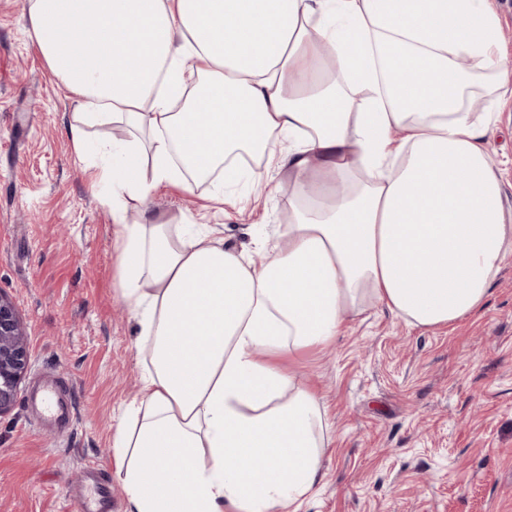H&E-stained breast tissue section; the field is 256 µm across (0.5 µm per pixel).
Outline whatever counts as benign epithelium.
Instances as JSON below:
<instances>
[{"label": "benign epithelium", "mask_w": 512, "mask_h": 512, "mask_svg": "<svg viewBox=\"0 0 512 512\" xmlns=\"http://www.w3.org/2000/svg\"><path fill=\"white\" fill-rule=\"evenodd\" d=\"M27 364L25 328L13 302L0 293V415L13 408Z\"/></svg>", "instance_id": "1"}]
</instances>
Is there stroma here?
Segmentation results:
<instances>
[{"label": "stroma", "mask_w": 512, "mask_h": 512, "mask_svg": "<svg viewBox=\"0 0 512 512\" xmlns=\"http://www.w3.org/2000/svg\"><path fill=\"white\" fill-rule=\"evenodd\" d=\"M27 0H0V292L26 327L29 363L0 416V512H65L66 490L96 494L102 469L112 512H130L112 436L137 394L138 322L116 287L118 230L107 190L72 146L75 105L29 36ZM490 147L512 206V103ZM234 201L212 183L163 184L148 204L124 198L126 223L218 225L227 246L259 256L292 204L267 168ZM329 407L326 477L300 512H512V254L478 313L421 329L377 306L349 319L334 346L298 359ZM53 377L72 401L64 422L31 402Z\"/></svg>", "instance_id": "1"}]
</instances>
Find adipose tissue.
<instances>
[{
  "label": "adipose tissue",
  "instance_id": "obj_1",
  "mask_svg": "<svg viewBox=\"0 0 512 512\" xmlns=\"http://www.w3.org/2000/svg\"><path fill=\"white\" fill-rule=\"evenodd\" d=\"M29 33L79 113L128 129L100 178L118 288L151 367L112 457L132 512H299L324 480L325 401L282 357L384 306L443 328L480 311L512 210L491 163L512 91L491 0H29ZM288 175L282 246L254 264L223 232L127 224L162 183Z\"/></svg>",
  "mask_w": 512,
  "mask_h": 512
}]
</instances>
